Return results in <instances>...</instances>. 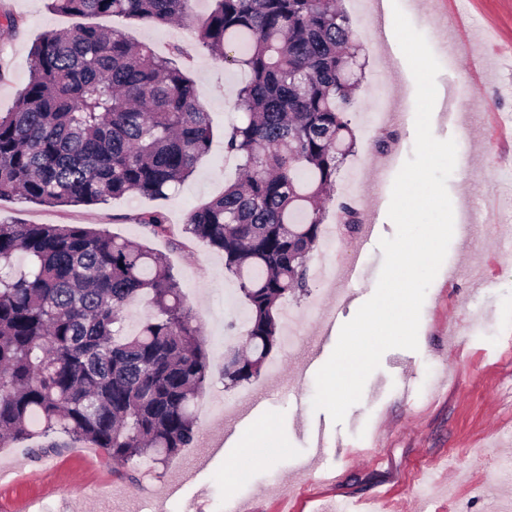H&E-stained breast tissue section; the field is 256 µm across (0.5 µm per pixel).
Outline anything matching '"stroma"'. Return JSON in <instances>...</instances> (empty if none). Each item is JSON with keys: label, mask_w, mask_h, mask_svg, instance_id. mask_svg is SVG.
<instances>
[{"label": "stroma", "mask_w": 512, "mask_h": 512, "mask_svg": "<svg viewBox=\"0 0 512 512\" xmlns=\"http://www.w3.org/2000/svg\"><path fill=\"white\" fill-rule=\"evenodd\" d=\"M366 58L357 104L349 118L356 134L326 202L324 227L337 228L340 250L317 248L310 265L344 267L357 261L359 275L327 283L310 276L305 294L288 298L284 310L299 317L293 347L270 356L278 371L263 368L249 383L225 388L224 353L241 336L224 327L242 316L237 285L224 271V257L200 241L166 253L209 352L206 400L238 401L231 415L197 414L196 439L167 463L138 462L132 478L104 469L94 449L59 448L34 457L20 442L0 448V465L16 469L0 486V506L37 502L43 512H229L231 502L252 512H316L326 500L343 499L359 512L373 505L387 512H501L512 502V480L498 463L512 460V253L497 252L494 238H512V0H399L411 24L426 37L441 65L439 94L431 118L433 135L457 144L448 192L459 219L446 259L429 287L421 311L419 348L391 349L367 379L362 399L342 423L313 410L315 375L338 337L320 322L332 308L341 321L356 313L355 301L373 294L383 263L378 240L394 235L387 215L393 180L412 156L415 82L385 6L383 31H375L363 0H342ZM213 8L194 0L180 23L156 27L120 16L87 23L123 31L161 55L181 47L178 66L198 84L210 116L211 151L196 172L168 197L128 196L97 205L39 206L17 196L0 198V222L85 224L141 241L136 214L161 209L174 230L189 211L221 194L238 176L236 159L224 151V133L235 121L230 97L245 79L215 60L195 31ZM23 22L19 32L0 31V113L11 111L29 81L30 48L43 33L79 25V17L49 11L46 0H0V13ZM351 203L359 218L377 228L362 255L359 233L339 225L338 206ZM259 434L262 452L249 459V478L232 475L244 460L236 438Z\"/></svg>", "instance_id": "35a3bbf8"}]
</instances>
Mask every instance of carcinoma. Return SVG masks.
<instances>
[{
	"label": "carcinoma",
	"instance_id": "carcinoma-1",
	"mask_svg": "<svg viewBox=\"0 0 512 512\" xmlns=\"http://www.w3.org/2000/svg\"><path fill=\"white\" fill-rule=\"evenodd\" d=\"M200 42L246 75L224 151L241 176L187 215L182 232L224 254L248 310L247 352L224 356L237 387L280 343V305L303 293L324 202L356 137L360 45L339 0H213ZM193 0H50L54 12L112 13L152 24L187 18ZM197 84L147 44L96 26L46 32L13 111L0 113V198L39 205L168 196L211 147ZM348 231L359 228L344 202ZM148 239L170 225L135 215ZM149 297L130 331L126 311ZM210 361L166 258L82 224L0 223V447L55 437L87 442L112 473L166 461L195 440Z\"/></svg>",
	"mask_w": 512,
	"mask_h": 512
}]
</instances>
